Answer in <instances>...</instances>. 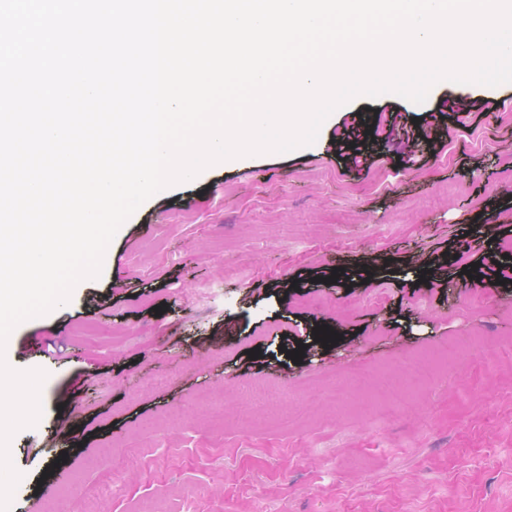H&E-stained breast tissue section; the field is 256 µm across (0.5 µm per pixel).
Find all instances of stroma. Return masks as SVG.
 <instances>
[{"instance_id":"35a3bbf8","label":"stroma","mask_w":512,"mask_h":512,"mask_svg":"<svg viewBox=\"0 0 512 512\" xmlns=\"http://www.w3.org/2000/svg\"><path fill=\"white\" fill-rule=\"evenodd\" d=\"M488 237L512 240V83L365 98L312 145L151 198L99 278L13 331L7 363L47 378L10 512H512V364L423 359L512 345ZM487 336H459L455 343V354L452 363L458 364L464 360H471V352L487 345Z\"/></svg>"}]
</instances>
